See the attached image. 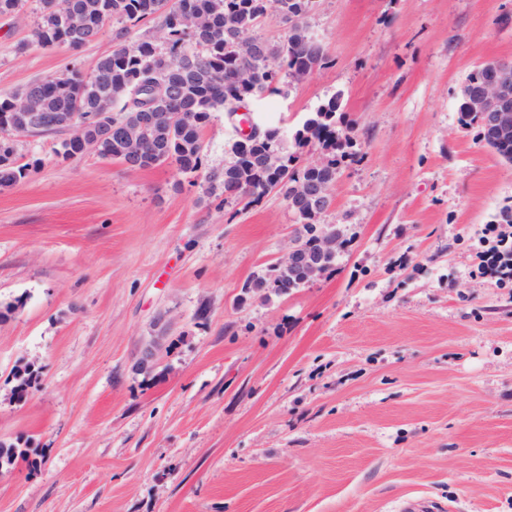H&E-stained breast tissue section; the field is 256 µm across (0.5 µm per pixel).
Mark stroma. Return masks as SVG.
Masks as SVG:
<instances>
[{
	"instance_id": "1",
	"label": "stroma",
	"mask_w": 512,
	"mask_h": 512,
	"mask_svg": "<svg viewBox=\"0 0 512 512\" xmlns=\"http://www.w3.org/2000/svg\"><path fill=\"white\" fill-rule=\"evenodd\" d=\"M512 0H316L327 65L246 104L283 145L333 95L361 146L320 221L346 245L290 294L243 291L285 258L295 217L202 200L236 139L214 113L201 172L128 169L20 138L0 189V512H512V288L471 276L477 231L512 205V163L462 125L473 68L512 60ZM0 16V96L91 70ZM154 375L136 373L154 318ZM35 364L21 400L12 371Z\"/></svg>"
}]
</instances>
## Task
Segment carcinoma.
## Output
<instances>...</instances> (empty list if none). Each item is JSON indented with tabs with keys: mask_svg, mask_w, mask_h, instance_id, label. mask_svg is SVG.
<instances>
[{
	"mask_svg": "<svg viewBox=\"0 0 512 512\" xmlns=\"http://www.w3.org/2000/svg\"><path fill=\"white\" fill-rule=\"evenodd\" d=\"M40 14L32 32L41 48L79 49L98 38L106 23L115 21L112 50L93 69L72 66L57 77L37 80L45 112H76L91 122L84 140L62 142V157L79 159L86 145L102 158L145 169L165 163L184 174L202 167V130L212 113L232 114L227 106L259 93H280L287 78H300L326 64L323 46L309 33L307 19L314 0H73V16L60 20L39 0ZM274 9L295 23L285 38L266 42L252 31L268 10ZM148 21L154 32L135 42L131 29ZM173 84L175 100L163 95ZM26 89L0 98V187L19 183L28 166L16 162L19 135H27L15 108ZM341 94L337 93L310 113L293 134L295 151L283 147L279 129L264 127L259 137L242 147L233 143V160L221 171L204 176L206 195L260 201L267 187L277 184L287 198L304 183L336 181L342 165L360 155L361 148L343 127ZM317 146L326 163L312 168L302 162L309 147ZM278 160L279 171L262 169L268 155ZM330 206L294 210L298 236L305 244L314 238L318 217ZM32 364L14 370V392L24 394L37 380ZM28 449L0 442V468L13 465Z\"/></svg>",
	"mask_w": 512,
	"mask_h": 512,
	"instance_id": "carcinoma-1",
	"label": "carcinoma"
}]
</instances>
